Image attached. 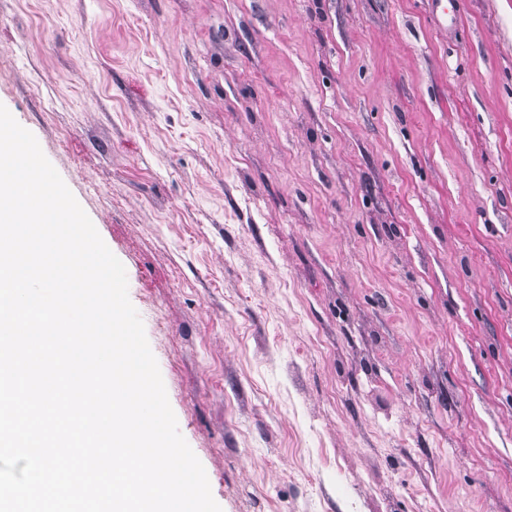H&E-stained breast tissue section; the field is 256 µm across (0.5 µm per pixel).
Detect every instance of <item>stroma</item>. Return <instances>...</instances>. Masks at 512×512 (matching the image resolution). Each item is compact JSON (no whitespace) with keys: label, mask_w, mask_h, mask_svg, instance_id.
Masks as SVG:
<instances>
[{"label":"stroma","mask_w":512,"mask_h":512,"mask_svg":"<svg viewBox=\"0 0 512 512\" xmlns=\"http://www.w3.org/2000/svg\"><path fill=\"white\" fill-rule=\"evenodd\" d=\"M425 3L0 0L222 512H512V0ZM461 3L462 0H428L430 13L437 20L440 30L448 32V27L451 30L456 28L460 19V9L456 6Z\"/></svg>","instance_id":"1"}]
</instances>
